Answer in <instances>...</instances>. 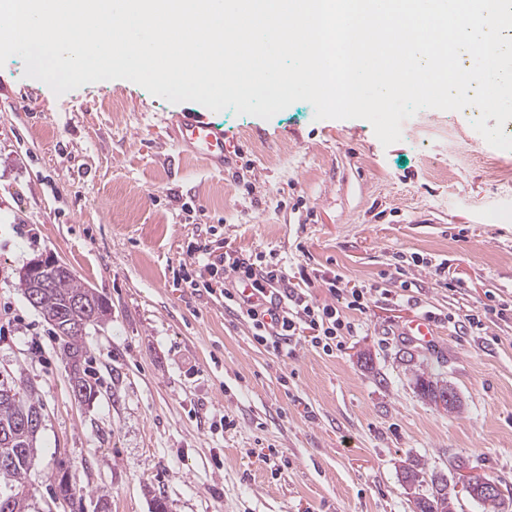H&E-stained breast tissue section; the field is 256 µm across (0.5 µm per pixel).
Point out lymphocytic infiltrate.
<instances>
[{
    "label": "lymphocytic infiltrate",
    "instance_id": "f902f5d3",
    "mask_svg": "<svg viewBox=\"0 0 512 512\" xmlns=\"http://www.w3.org/2000/svg\"><path fill=\"white\" fill-rule=\"evenodd\" d=\"M211 274L233 279L224 291V306L230 313L246 319L254 341L277 354L291 355V342L300 332H309L314 347L333 354L342 337L356 330L354 322L330 305L309 299L303 289L291 285L285 267L276 262L255 263L252 257L231 251L224 255L223 267H211ZM251 294H242V286Z\"/></svg>",
    "mask_w": 512,
    "mask_h": 512
}]
</instances>
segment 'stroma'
Returning a JSON list of instances; mask_svg holds the SVG:
<instances>
[{"mask_svg": "<svg viewBox=\"0 0 512 512\" xmlns=\"http://www.w3.org/2000/svg\"><path fill=\"white\" fill-rule=\"evenodd\" d=\"M182 112L239 148L224 171L182 154ZM479 114L419 111L385 147L369 122L318 121L304 101L264 120L171 104L127 80L58 96L9 58L0 379L43 405L30 512H153L156 495L170 512H413L404 466L453 481L458 458L512 487V320L477 335L450 323L488 296L512 301V150L472 128ZM191 245L306 273L310 298L340 310L344 295L325 284L337 275L391 296L333 355L303 336L278 355L225 309L221 278L181 282ZM411 254L423 264L397 273ZM50 257L112 306L84 338L89 401L75 399L61 345L19 286L27 264ZM416 315L434 321L439 351L400 336ZM420 373L455 387L460 412L423 398ZM64 473L81 504L57 495Z\"/></svg>", "mask_w": 512, "mask_h": 512, "instance_id": "1", "label": "stroma"}]
</instances>
